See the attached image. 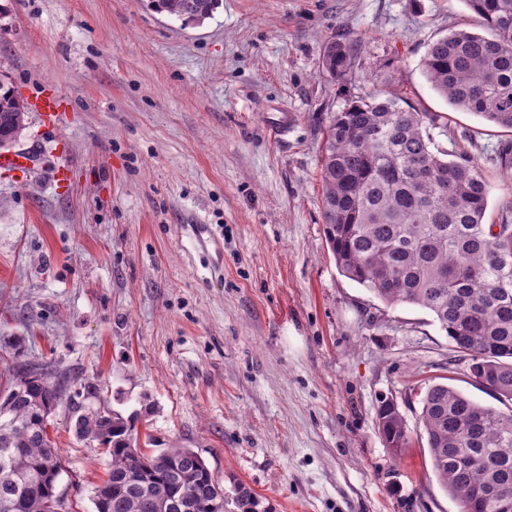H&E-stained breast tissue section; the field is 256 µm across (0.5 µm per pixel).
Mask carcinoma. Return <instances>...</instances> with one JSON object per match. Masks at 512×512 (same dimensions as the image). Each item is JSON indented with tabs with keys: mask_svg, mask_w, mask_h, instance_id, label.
Instances as JSON below:
<instances>
[{
	"mask_svg": "<svg viewBox=\"0 0 512 512\" xmlns=\"http://www.w3.org/2000/svg\"><path fill=\"white\" fill-rule=\"evenodd\" d=\"M488 35L457 30L422 59L431 87L454 109L512 130V0H466ZM220 0H149L184 25H201ZM361 44L330 39L323 66L351 73ZM26 106L0 81V142L26 126ZM441 116L398 90L370 93L329 117L320 169L325 237L336 268L387 304L428 310L469 372L512 404V224H486L487 183L479 160L448 152L434 130ZM0 392V512H59L61 448L50 418L68 380L45 364L18 360ZM19 393L11 395L12 389ZM433 473L459 512H512V409L484 406L445 382L420 398ZM75 435L95 442L110 469L94 488V512H228L224 486L191 448L146 451L154 443L119 412L86 409L70 398ZM376 424L388 447L408 446L397 405L382 400ZM236 512H269L236 487Z\"/></svg>",
	"mask_w": 512,
	"mask_h": 512,
	"instance_id": "cac0c4a2",
	"label": "carcinoma"
}]
</instances>
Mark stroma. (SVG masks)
Here are the masks:
<instances>
[{
    "mask_svg": "<svg viewBox=\"0 0 512 512\" xmlns=\"http://www.w3.org/2000/svg\"><path fill=\"white\" fill-rule=\"evenodd\" d=\"M466 0H223L182 26L146 0H0V79L29 111L27 172L0 170V342L92 384L159 447L199 453L224 487L271 512H458L435 477L419 393L475 382L431 314L342 276L319 178L331 113L394 87L444 116L439 146L481 160L485 221L512 203V131L454 110L426 81L428 45L479 31ZM360 41L352 74L322 66ZM292 115L286 139L266 124ZM69 171L65 188L53 173ZM394 399L409 445L376 424ZM66 406L50 433L61 512H94L109 458ZM361 44L336 37L330 39L324 49L323 66L333 77L342 78L351 73L357 63Z\"/></svg>",
    "mask_w": 512,
    "mask_h": 512,
    "instance_id": "obj_1",
    "label": "stroma"
}]
</instances>
